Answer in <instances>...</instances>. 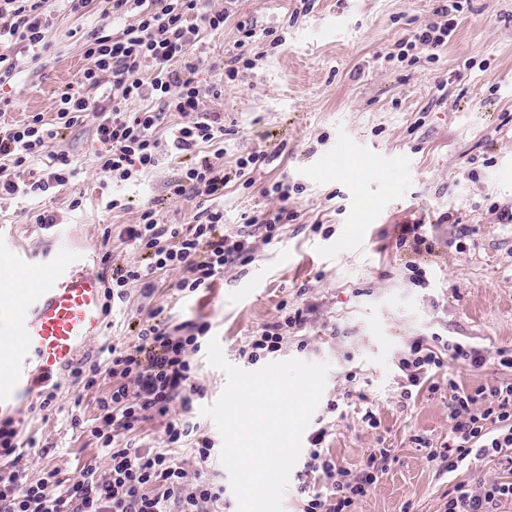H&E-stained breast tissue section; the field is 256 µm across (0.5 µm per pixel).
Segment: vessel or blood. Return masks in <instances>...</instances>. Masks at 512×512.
<instances>
[{"mask_svg": "<svg viewBox=\"0 0 512 512\" xmlns=\"http://www.w3.org/2000/svg\"><path fill=\"white\" fill-rule=\"evenodd\" d=\"M85 257L33 268L18 259L19 289L0 296L12 315L14 345L0 365V416H12L22 397L72 366L104 324V283Z\"/></svg>", "mask_w": 512, "mask_h": 512, "instance_id": "vessel-or-blood-1", "label": "vessel or blood"}]
</instances>
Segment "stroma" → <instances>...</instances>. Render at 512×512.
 Returning <instances> with one entry per match:
<instances>
[{"mask_svg": "<svg viewBox=\"0 0 512 512\" xmlns=\"http://www.w3.org/2000/svg\"><path fill=\"white\" fill-rule=\"evenodd\" d=\"M432 7V0H315L305 14L298 0H235L223 29L204 36L199 75L203 110L224 115V170L233 176L224 189V225L240 230L258 212L276 208L278 199L261 190L279 181L292 188L288 207L297 218L272 242L255 235L253 262L225 270L210 288L178 291L174 272L158 276L151 292L131 285L125 301L106 315L101 336L83 351L92 357L104 345L137 344L157 310L173 324L209 323L225 358L244 369L240 348L277 317L279 305L303 309L308 347L288 346L277 360L329 363L325 400L341 397L345 372L356 371L379 420L373 428L362 420L363 407L330 413L321 404L309 430L328 427L330 454L353 470L372 449L391 451L386 472L354 512H400L408 501L414 512H438L454 483L505 476L500 465L483 459L451 475L437 471L413 438L445 440L448 394L424 390L407 401L396 385L397 357L418 336L437 334L490 351L512 348V223L499 221L512 207V0H469L436 61H387L409 30L432 21ZM48 21V47L15 53L14 76L0 87V98L10 102L6 124L38 112L52 115L61 92L88 66L89 37L124 25L104 21L94 4L82 14L51 12ZM240 21L276 31L286 45L262 44L263 56L246 78L213 94ZM441 82L444 98L435 92ZM51 148L73 162L67 186L36 198L0 197L2 296L17 286V257L39 265L87 253L90 271L107 279L113 268L142 264V255L118 235L142 211L155 209L167 224H190L200 210L199 198L168 192L185 160L161 157L142 181L115 184L97 168L101 144L92 123L61 131ZM260 150L274 160L245 187L234 177L236 162ZM115 197L120 207L107 209ZM43 208L57 215L55 227L37 223ZM415 217L428 226L431 252L416 254L396 243L398 225ZM357 224L368 228L358 243L351 235ZM108 227L114 234L107 239ZM417 267L427 271L426 287L412 280ZM196 360L206 389L194 404L197 421L217 441L221 435L201 409L217 400L226 378L205 355ZM53 385V408L40 410L41 398L32 393L14 416L22 437L35 440L24 456L33 480L50 469L73 479L88 462L107 463L96 439L70 420L76 410L94 423L111 379L81 391L64 371Z\"/></svg>", "mask_w": 512, "mask_h": 512, "instance_id": "stroma-1", "label": "stroma"}]
</instances>
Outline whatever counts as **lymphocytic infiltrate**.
<instances>
[{"mask_svg":"<svg viewBox=\"0 0 512 512\" xmlns=\"http://www.w3.org/2000/svg\"><path fill=\"white\" fill-rule=\"evenodd\" d=\"M465 0H435L434 19L413 28L396 44L397 59L415 51L436 59L447 47L465 11ZM56 0H0V84L15 71L16 45L37 46L46 39L44 16ZM133 13L135 19L121 32L97 31L87 41L84 55L90 65L80 87H67L52 118L34 114L31 119L0 130V196H39L66 186L74 170L68 155L50 151L60 129L91 118L103 145L98 168L106 178L136 181L159 163L161 147L170 154L191 157L179 178L168 185L172 196L192 195L208 205L194 223H160L152 210H144L124 234L131 246L146 256V267L113 269L105 292L107 306L124 301L131 283L155 287V274L178 271L179 290L194 292L211 287L215 277L235 263L250 262L255 246L250 234L224 229L223 198L229 177L224 171V115L201 108L199 84L201 56L193 48L202 30L223 28L229 11L209 9L207 0H104L103 16ZM111 74L112 91L107 104L92 102L85 88L99 85L102 74ZM177 113L182 121L168 144H161L156 130L161 115L151 106ZM48 157V171L36 181L23 174L32 161ZM306 323L303 309L285 313L249 337L241 354L257 364L283 350L288 334ZM208 324L182 322L151 324L140 332L137 345L109 346L106 360L85 359L70 371L73 386L87 390L102 377L113 381L109 398L100 402L94 424L83 426L72 416V427H86L108 457L106 468L88 463L79 477L62 480L47 471L30 480L21 464L24 440L12 419L0 421V512H224V487L209 476L214 456L212 440L199 432L193 420V403L203 399L193 357L206 345ZM479 370L488 364L512 370V349L488 351L470 344L450 342L439 336L414 338L398 359L403 399L428 390L448 389L451 428L440 446L423 441L426 458L439 469L455 473L471 460L490 458L512 468V382L467 391L455 378L439 385L448 362ZM165 418L160 447L143 448L129 441L147 417ZM327 428L309 438L303 468L298 474V512H353L387 468L391 453L376 448L364 468L351 471L329 455L324 443ZM192 443L193 469H186L174 451ZM512 502V481L500 480L469 486L453 485L443 497L441 512H499Z\"/></svg>","mask_w":512,"mask_h":512,"instance_id":"obj_1","label":"lymphocytic infiltrate"}]
</instances>
